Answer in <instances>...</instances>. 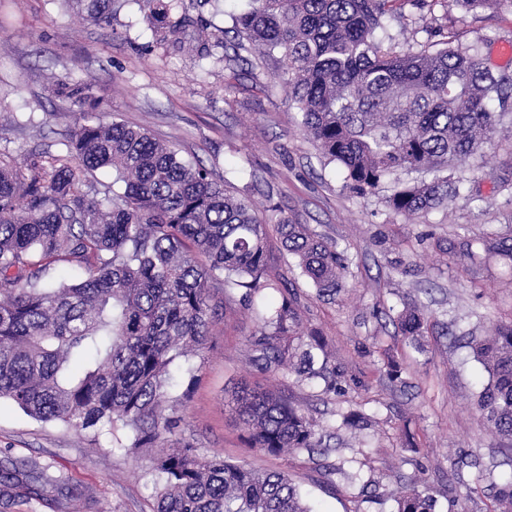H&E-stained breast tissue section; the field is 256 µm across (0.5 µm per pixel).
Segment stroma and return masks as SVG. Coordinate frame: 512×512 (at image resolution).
I'll return each instance as SVG.
<instances>
[{"mask_svg":"<svg viewBox=\"0 0 512 512\" xmlns=\"http://www.w3.org/2000/svg\"><path fill=\"white\" fill-rule=\"evenodd\" d=\"M209 32L234 43L233 14L243 0L219 6L183 0ZM398 49L433 51L447 34L479 47L488 65L512 72V13L464 12L434 0H403L391 21ZM91 83L107 120L148 127L158 139L198 159L214 178L248 194L260 217L273 214L347 250L348 286L336 299H319L277 233L268 238V274L296 288L307 326L328 342L333 364L345 372V392L323 394L287 372L262 374L249 363L246 340L256 327L250 309L225 304L202 353L173 372L172 395H184L181 433L200 453L259 471L288 474L316 512H391V502L368 501L362 484L386 491L417 481L440 496L459 455L479 457L488 480L512 476V441L494 434L476 407L488 375L455 337L485 335L512 323V259L485 250L483 241L512 234V114L502 116L491 146L447 175L458 189L447 205L412 217L391 213L394 184L360 198L345 187L339 167L321 158L297 125L282 64L256 55L224 68L215 60L164 51L135 0H125L111 25H94L62 0H0V151L15 160L58 155L74 124L56 95V80ZM428 316L423 353L405 344L393 319L403 302ZM400 367L391 379L382 352ZM281 388L309 417L331 426L328 456L270 455L251 448L231 402L241 383ZM361 407L372 426L357 432L342 415ZM410 429L418 451L403 448ZM128 430H67L0 403V470L69 477L50 481L33 500L0 498V512H153L154 484L144 458L126 452ZM340 468L326 480L325 466Z\"/></svg>","mask_w":512,"mask_h":512,"instance_id":"35a3bbf8","label":"stroma"}]
</instances>
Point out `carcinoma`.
Wrapping results in <instances>:
<instances>
[{
	"label": "carcinoma",
	"mask_w": 512,
	"mask_h": 512,
	"mask_svg": "<svg viewBox=\"0 0 512 512\" xmlns=\"http://www.w3.org/2000/svg\"><path fill=\"white\" fill-rule=\"evenodd\" d=\"M64 2L85 21L109 24L118 0ZM136 2L160 45L184 46L179 34L197 25L178 13L181 0ZM392 2L246 0L234 20V54L257 46L279 56L301 131L356 196L400 171L431 176L401 182L386 198L393 214L413 216L447 203L454 186L443 172L499 133L500 114L512 110V76L451 39L436 52L384 46L378 34L394 17ZM452 2L465 12L512 11V0ZM218 48L224 39L216 36L188 50L207 59ZM59 94L76 113L66 154L18 166L0 153V401L75 430L128 429L120 447L147 458L154 512H313L285 473L200 455L180 432V400L168 397L171 368L204 349L224 298L237 293L258 321L248 339L252 364L342 392L324 338L304 329L295 294L267 278V220L175 146L104 121L88 86L62 82ZM97 171L112 173L102 190L88 180ZM276 230L318 296L347 288L348 258L336 246L285 216ZM66 267L79 277H54ZM396 322L424 352L423 313L405 304ZM462 340L489 376L477 408L512 441V324ZM233 400L250 447L328 451V428L287 395L242 386ZM371 422L360 410L343 414L360 431ZM474 465L455 462L449 501L460 499L456 476ZM488 491L494 512H512V476ZM28 493L26 480L0 475V497ZM389 497L392 512H436L437 499L414 485Z\"/></svg>",
	"instance_id": "cac0c4a2"
}]
</instances>
